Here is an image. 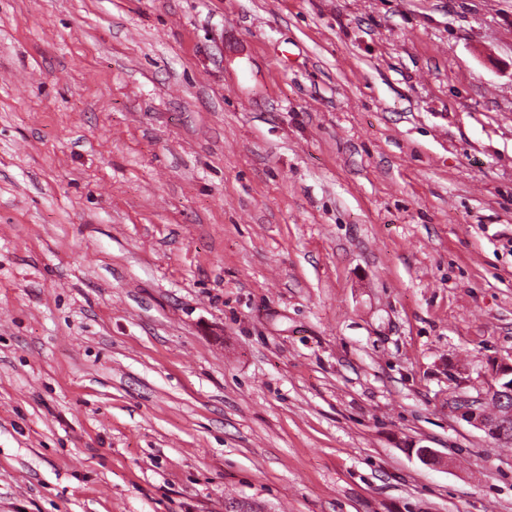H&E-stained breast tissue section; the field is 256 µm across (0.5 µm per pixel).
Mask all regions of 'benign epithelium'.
<instances>
[{
    "mask_svg": "<svg viewBox=\"0 0 512 512\" xmlns=\"http://www.w3.org/2000/svg\"><path fill=\"white\" fill-rule=\"evenodd\" d=\"M512 362L504 360L496 365L493 383L490 384L487 396L489 399L500 405L495 419H490L476 404L470 400H464L459 404L458 412L460 417L473 426L484 430L489 436L499 439L512 438Z\"/></svg>",
    "mask_w": 512,
    "mask_h": 512,
    "instance_id": "1",
    "label": "benign epithelium"
}]
</instances>
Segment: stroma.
Listing matches in <instances>:
<instances>
[{
    "instance_id": "obj_1",
    "label": "stroma",
    "mask_w": 512,
    "mask_h": 512,
    "mask_svg": "<svg viewBox=\"0 0 512 512\" xmlns=\"http://www.w3.org/2000/svg\"><path fill=\"white\" fill-rule=\"evenodd\" d=\"M511 356L512 0H0V512H512ZM512 378V362L504 360L496 365L493 380L490 384L487 396L490 400H494L501 405L498 409L494 423L500 425L499 429H495L489 416L485 415L474 401L463 400L458 407L460 417L473 426L484 430L489 436L499 439H508L511 441L512 431V383L508 379ZM507 398H511V404L506 403Z\"/></svg>"
}]
</instances>
